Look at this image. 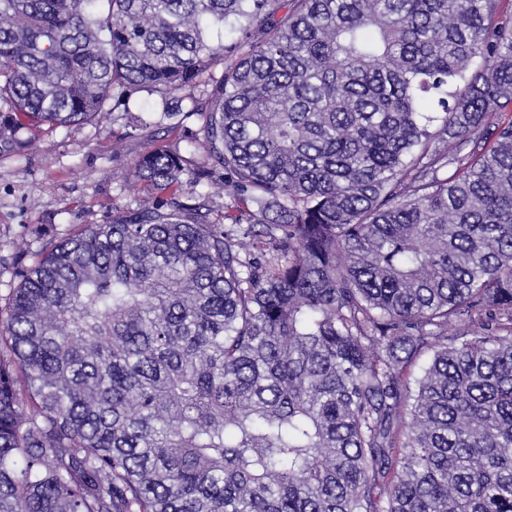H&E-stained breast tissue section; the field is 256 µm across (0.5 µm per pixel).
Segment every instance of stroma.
I'll use <instances>...</instances> for the list:
<instances>
[{"label":"stroma","mask_w":512,"mask_h":512,"mask_svg":"<svg viewBox=\"0 0 512 512\" xmlns=\"http://www.w3.org/2000/svg\"><path fill=\"white\" fill-rule=\"evenodd\" d=\"M130 108L148 127L134 130L105 116L49 132L33 130L26 151L0 158V306L18 283V269L30 265L37 252L77 226L111 220L114 207L130 202L116 188L151 139L178 142L198 128L193 118L171 128L145 92ZM35 226L43 237L30 238L26 251L15 249V241Z\"/></svg>","instance_id":"1"}]
</instances>
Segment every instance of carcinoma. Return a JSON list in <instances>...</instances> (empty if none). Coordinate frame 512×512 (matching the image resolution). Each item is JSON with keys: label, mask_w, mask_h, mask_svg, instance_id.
<instances>
[{"label": "carcinoma", "mask_w": 512, "mask_h": 512, "mask_svg": "<svg viewBox=\"0 0 512 512\" xmlns=\"http://www.w3.org/2000/svg\"><path fill=\"white\" fill-rule=\"evenodd\" d=\"M503 2L0 0V156L198 123L18 272L0 512H512Z\"/></svg>", "instance_id": "cac0c4a2"}]
</instances>
